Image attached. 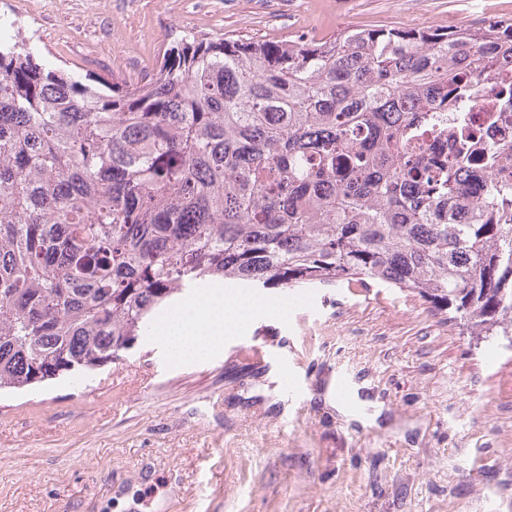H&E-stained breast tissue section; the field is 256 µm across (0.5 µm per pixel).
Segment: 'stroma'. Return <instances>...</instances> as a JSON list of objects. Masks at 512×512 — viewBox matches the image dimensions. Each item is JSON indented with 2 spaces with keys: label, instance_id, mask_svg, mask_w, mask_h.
Returning <instances> with one entry per match:
<instances>
[{
  "label": "stroma",
  "instance_id": "stroma-1",
  "mask_svg": "<svg viewBox=\"0 0 512 512\" xmlns=\"http://www.w3.org/2000/svg\"><path fill=\"white\" fill-rule=\"evenodd\" d=\"M0 14L79 75L147 79L169 33L454 29L512 16V0H0ZM263 294L287 312L209 356L145 336L117 363L0 392V512H512V351L406 291Z\"/></svg>",
  "mask_w": 512,
  "mask_h": 512
}]
</instances>
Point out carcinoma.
<instances>
[{
  "label": "carcinoma",
  "instance_id": "cac0c4a2",
  "mask_svg": "<svg viewBox=\"0 0 512 512\" xmlns=\"http://www.w3.org/2000/svg\"><path fill=\"white\" fill-rule=\"evenodd\" d=\"M495 67L511 108L512 17L174 37L150 79L110 82L16 30L0 43V390L118 361L216 284L387 285L472 336L512 334L506 132L447 123Z\"/></svg>",
  "mask_w": 512,
  "mask_h": 512
}]
</instances>
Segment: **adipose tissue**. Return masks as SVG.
<instances>
[{
	"label": "adipose tissue",
	"instance_id": "ef3b65f1",
	"mask_svg": "<svg viewBox=\"0 0 512 512\" xmlns=\"http://www.w3.org/2000/svg\"><path fill=\"white\" fill-rule=\"evenodd\" d=\"M265 309L255 296L214 288L203 298L184 301L164 320L160 333L175 357L201 358Z\"/></svg>",
	"mask_w": 512,
	"mask_h": 512
}]
</instances>
